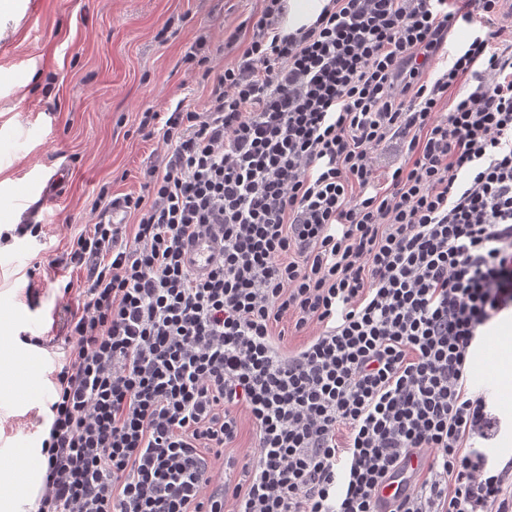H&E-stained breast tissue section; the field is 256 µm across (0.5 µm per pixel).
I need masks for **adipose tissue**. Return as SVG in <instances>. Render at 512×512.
<instances>
[{
    "instance_id": "ef3b65f1",
    "label": "adipose tissue",
    "mask_w": 512,
    "mask_h": 512,
    "mask_svg": "<svg viewBox=\"0 0 512 512\" xmlns=\"http://www.w3.org/2000/svg\"><path fill=\"white\" fill-rule=\"evenodd\" d=\"M42 476L34 451L12 452L0 464V512H37Z\"/></svg>"
}]
</instances>
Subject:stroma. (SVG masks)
Wrapping results in <instances>:
<instances>
[{"instance_id": "35a3bbf8", "label": "stroma", "mask_w": 512, "mask_h": 512, "mask_svg": "<svg viewBox=\"0 0 512 512\" xmlns=\"http://www.w3.org/2000/svg\"><path fill=\"white\" fill-rule=\"evenodd\" d=\"M0 0V337L29 374L25 402L0 400V448L40 447L49 372L83 302L84 273L67 265L72 233L96 221L101 202L140 192L141 170L160 153L139 129L145 110L201 109L204 69L185 62L205 38L217 67L241 46L227 32L262 0ZM68 167L60 198L45 202L27 185L43 170ZM38 224L40 238L17 233ZM494 412L512 435V318L497 326ZM43 337L40 346L27 344Z\"/></svg>"}]
</instances>
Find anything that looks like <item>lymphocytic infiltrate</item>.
Instances as JSON below:
<instances>
[{
	"label": "lymphocytic infiltrate",
	"mask_w": 512,
	"mask_h": 512,
	"mask_svg": "<svg viewBox=\"0 0 512 512\" xmlns=\"http://www.w3.org/2000/svg\"><path fill=\"white\" fill-rule=\"evenodd\" d=\"M262 2L202 110L144 111L167 150L115 200L132 223L70 239L85 301L50 373L38 512H377L413 454L393 512H512L469 381L512 314L501 0L437 68L472 20L454 0H328L288 34L286 0ZM391 137L404 159L381 172ZM204 234L224 250L200 277L183 255ZM282 321L314 334L284 352ZM245 415L246 460L224 453ZM417 467L418 458L413 456L402 469L392 472L380 494L379 510L381 512H389V506L400 496L409 492Z\"/></svg>",
	"instance_id": "1"
}]
</instances>
